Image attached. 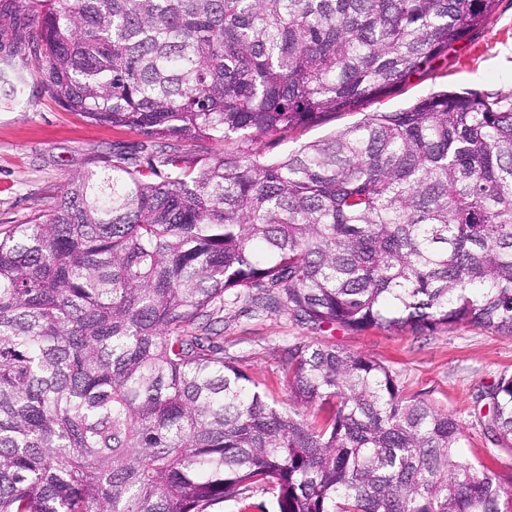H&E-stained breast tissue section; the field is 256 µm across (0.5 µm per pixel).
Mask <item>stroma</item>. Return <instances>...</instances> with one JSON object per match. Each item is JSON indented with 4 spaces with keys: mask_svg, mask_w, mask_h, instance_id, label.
Here are the masks:
<instances>
[{
    "mask_svg": "<svg viewBox=\"0 0 512 512\" xmlns=\"http://www.w3.org/2000/svg\"><path fill=\"white\" fill-rule=\"evenodd\" d=\"M441 88L512 98V0H499L491 23L460 44L447 68L412 79L403 90L366 103L363 111L399 110ZM359 114L337 115L295 137L264 139L255 149L269 157L285 154L298 142L357 121ZM161 147L139 132L98 125L60 107L37 72L33 45L16 40L10 12L0 13L1 233L49 213L79 172L121 156L142 165ZM223 336L225 356L281 407L291 404L281 362L289 345L328 343L372 358L396 375L407 394L456 418L465 434L461 459L485 462L503 480L512 479V448L493 445L480 416L481 393L501 374L512 373V336L468 325L435 332L320 327L285 311H258L248 297L225 310Z\"/></svg>",
    "mask_w": 512,
    "mask_h": 512,
    "instance_id": "1",
    "label": "stroma"
}]
</instances>
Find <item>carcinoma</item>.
<instances>
[{"mask_svg": "<svg viewBox=\"0 0 512 512\" xmlns=\"http://www.w3.org/2000/svg\"><path fill=\"white\" fill-rule=\"evenodd\" d=\"M499 0H25L55 100L252 144L444 66ZM314 324L512 335V103L437 91L267 159L119 157L0 237V512H512L454 418L296 344L270 404L210 327L244 292ZM486 434L512 448V374ZM330 409L311 418L314 406Z\"/></svg>", "mask_w": 512, "mask_h": 512, "instance_id": "cac0c4a2", "label": "carcinoma"}]
</instances>
